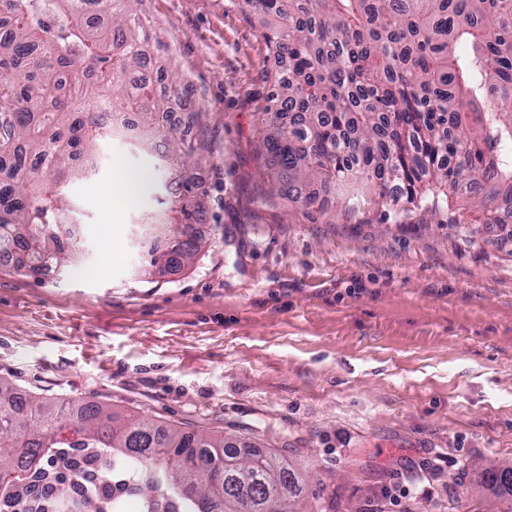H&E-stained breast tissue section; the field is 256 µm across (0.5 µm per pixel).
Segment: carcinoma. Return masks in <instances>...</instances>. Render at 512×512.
Segmentation results:
<instances>
[{"label":"carcinoma","instance_id":"obj_1","mask_svg":"<svg viewBox=\"0 0 512 512\" xmlns=\"http://www.w3.org/2000/svg\"><path fill=\"white\" fill-rule=\"evenodd\" d=\"M132 0H0V253L40 275L81 253L65 230L78 217L69 184L86 179L97 141L128 129L176 175L169 222L153 229L141 272L184 267L201 251V141L161 121L167 97L144 77L148 37ZM275 20L263 33L275 92L261 112L259 157L271 191L308 213L326 195L346 214L437 213L453 199L501 224L512 188V0H232ZM110 20L100 28V16ZM480 103L493 106L486 112ZM77 428V442L56 440ZM41 458L42 490L0 485L10 512H113L110 481L128 474L145 512H298L301 477L272 453L185 434L108 409L15 399L0 377V472ZM69 472L66 484L53 470ZM480 483L512 496V465Z\"/></svg>","mask_w":512,"mask_h":512}]
</instances>
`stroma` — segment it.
Returning <instances> with one entry per match:
<instances>
[{
  "label": "stroma",
  "mask_w": 512,
  "mask_h": 512,
  "mask_svg": "<svg viewBox=\"0 0 512 512\" xmlns=\"http://www.w3.org/2000/svg\"><path fill=\"white\" fill-rule=\"evenodd\" d=\"M145 49L191 90L207 246L140 273L166 174L114 136L73 182L83 253L50 276L0 265V376L21 396L93 403L272 451L307 476L300 512H512L480 486L512 464V237L450 210L308 216L257 157L274 87L260 15L229 0H137ZM147 172L135 204L106 189ZM474 237H467V229Z\"/></svg>",
  "instance_id": "1"
}]
</instances>
